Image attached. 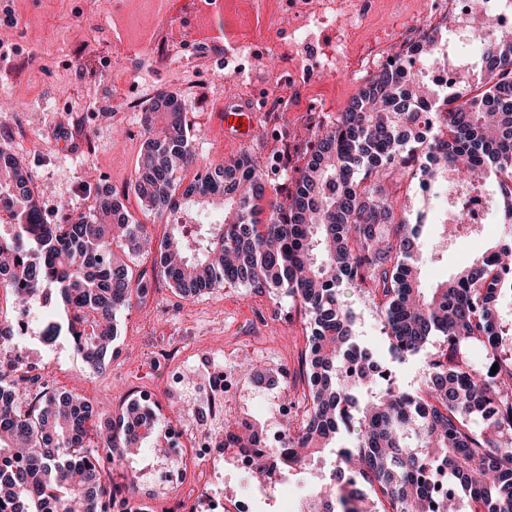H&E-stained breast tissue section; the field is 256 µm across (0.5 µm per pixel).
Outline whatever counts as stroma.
I'll return each instance as SVG.
<instances>
[{"instance_id": "1", "label": "stroma", "mask_w": 512, "mask_h": 512, "mask_svg": "<svg viewBox=\"0 0 512 512\" xmlns=\"http://www.w3.org/2000/svg\"><path fill=\"white\" fill-rule=\"evenodd\" d=\"M431 2L371 0L359 22L343 17L324 21L315 31L317 49L307 55L310 76L304 81L284 82L288 34L273 27L265 37L277 44V51L257 54L244 80L228 79L219 72L206 84L188 62L159 67L132 56L112 58L114 37L104 20L119 16L120 0H0V49L7 53L0 61V87L10 91L9 98L0 97V150L26 164L48 221H59L60 201L91 205L98 187L106 184L132 219L145 224L154 240H161L170 230L166 217L145 210L130 188L144 135L131 129L124 110L126 97L150 101L160 91L185 97V120L194 133L197 155L196 164L180 173L187 184L198 165L243 152L261 165L269 153L279 150V142L266 127H259L250 142L236 143L225 139L220 122L225 106L256 102L258 92L274 89L290 106L283 124L293 132L287 144L288 176L293 179L314 133L333 120L373 73L369 67L353 69L358 48L381 46L399 53L405 38L427 17ZM8 14L23 18L22 30L4 24ZM328 53L335 57L336 69H323ZM43 98L58 99V111H34L33 102ZM499 229V215L494 212L480 233L462 230L437 260L424 263L423 285L432 287L486 252L499 240ZM150 282L145 304L132 305L117 316L118 336L108 369L100 374L88 371L71 346L63 345L66 365L56 373L55 388L115 415L130 387L162 388L165 365L156 356L158 346L180 343L188 362L203 347L217 351L244 343L260 331L271 337L289 372L298 369L306 348V321L290 299H283L278 314L260 324L255 315L267 307L269 292L227 286L186 300L163 278L152 275ZM343 300L355 317L358 341L372 351L375 361L394 369L402 389L417 387L423 356L393 358L371 302L349 288Z\"/></svg>"}]
</instances>
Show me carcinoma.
<instances>
[{
    "mask_svg": "<svg viewBox=\"0 0 512 512\" xmlns=\"http://www.w3.org/2000/svg\"><path fill=\"white\" fill-rule=\"evenodd\" d=\"M488 37L465 89H435L413 60L384 64L316 134L287 196H269L266 172L247 153L209 163L186 187L177 172L194 161L185 103L162 91L149 107L142 160L131 188L149 210L178 207L221 220L193 235L176 224L153 269L183 298L249 286L291 298L307 323L304 416L288 435L300 468L350 435L327 481L300 512H512V326L499 304L512 296V33ZM448 44V26L425 27L415 45L429 64ZM497 183V248L433 288L419 264L436 254L426 214H396L388 181L411 176L443 194L453 172ZM24 163L0 151V288L16 304L45 294L44 337L65 333L86 367L109 365L117 313L148 294L127 263L149 239L112 191L48 223ZM346 288L371 297L390 352L426 351L421 393L379 389L356 342ZM439 344L427 349L431 338ZM498 364L491 373L490 365ZM161 427L131 404L106 421L92 403L47 389L29 397L0 365V512H112L105 463L118 465ZM443 467L448 489L429 498L426 473Z\"/></svg>",
    "mask_w": 512,
    "mask_h": 512,
    "instance_id": "1",
    "label": "carcinoma"
}]
</instances>
